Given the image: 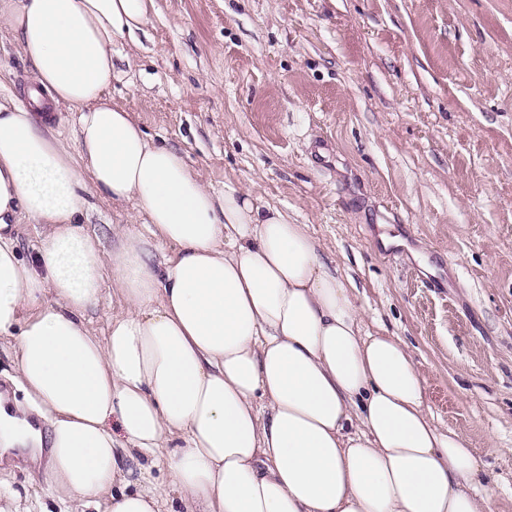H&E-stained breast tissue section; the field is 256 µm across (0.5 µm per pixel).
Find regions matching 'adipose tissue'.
<instances>
[{"mask_svg":"<svg viewBox=\"0 0 512 512\" xmlns=\"http://www.w3.org/2000/svg\"><path fill=\"white\" fill-rule=\"evenodd\" d=\"M152 7L9 2L30 84L0 96V338L16 341L29 414L0 408V446L47 448L54 489L95 512H166L172 486L185 512H493L474 449L432 422L400 339L363 331L306 225L212 192L112 103V42ZM86 178L135 201L144 232L105 252L81 227ZM24 217L44 227L31 264ZM108 267L125 310L101 341L86 316Z\"/></svg>","mask_w":512,"mask_h":512,"instance_id":"adipose-tissue-1","label":"adipose tissue"}]
</instances>
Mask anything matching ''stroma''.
<instances>
[{
    "mask_svg": "<svg viewBox=\"0 0 512 512\" xmlns=\"http://www.w3.org/2000/svg\"><path fill=\"white\" fill-rule=\"evenodd\" d=\"M112 60L150 140L307 225L512 512V0H155ZM29 80L1 21L0 94ZM80 193L104 250L141 230L135 202ZM47 463L1 460L0 503L72 512Z\"/></svg>",
    "mask_w": 512,
    "mask_h": 512,
    "instance_id": "obj_1",
    "label": "stroma"
}]
</instances>
